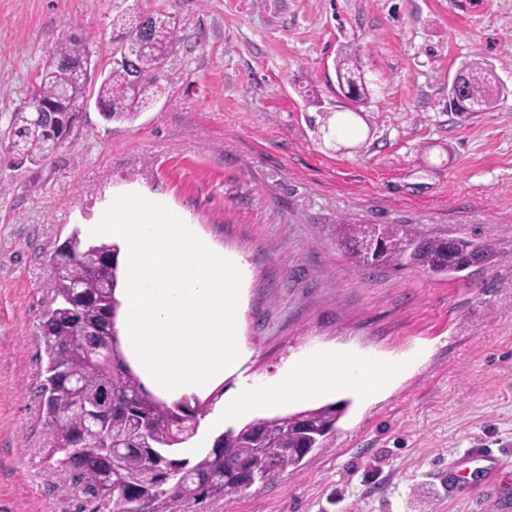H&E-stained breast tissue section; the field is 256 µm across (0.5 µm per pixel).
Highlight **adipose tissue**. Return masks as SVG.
I'll return each mask as SVG.
<instances>
[{
	"label": "adipose tissue",
	"instance_id": "ef3b65f1",
	"mask_svg": "<svg viewBox=\"0 0 512 512\" xmlns=\"http://www.w3.org/2000/svg\"><path fill=\"white\" fill-rule=\"evenodd\" d=\"M401 371L398 364L333 352L313 355L284 368L277 376L258 386H242L227 403L210 414L200 435L201 446L184 447L187 456L209 449L226 423L259 414L265 407L299 398L334 396L350 392L369 399L386 391Z\"/></svg>",
	"mask_w": 512,
	"mask_h": 512
}]
</instances>
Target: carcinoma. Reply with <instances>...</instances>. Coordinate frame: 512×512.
Here are the masks:
<instances>
[{"instance_id": "cac0c4a2", "label": "carcinoma", "mask_w": 512, "mask_h": 512, "mask_svg": "<svg viewBox=\"0 0 512 512\" xmlns=\"http://www.w3.org/2000/svg\"><path fill=\"white\" fill-rule=\"evenodd\" d=\"M146 12L112 19V42L139 40L131 67L112 63L97 90L96 102L107 122L129 119L160 97L157 72L177 42L181 20L171 12L148 26ZM464 93L449 95L458 111L491 107L496 86L475 63H464ZM361 71L356 53L336 62L337 75ZM91 61L84 40L70 35L56 42L50 60L23 105L13 112L11 150L31 162L60 147L75 118L88 103ZM48 105L54 128L34 120L32 108ZM339 246L365 270L388 266L416 268L430 276L452 277L491 257L492 248L467 236L428 237L407 224H338ZM119 246L87 245L72 233L56 250L52 290L56 307L41 322L47 356L41 415L53 435L48 459L65 468L90 502L112 504L113 512H185L191 503L222 498L256 483L299 470L305 457L336 433L347 404L328 403L299 412L229 426L213 448L194 458L176 449L194 438L201 421L224 395L167 402L153 395L127 362L115 325L119 287ZM107 395L102 432L90 424V411Z\"/></svg>"}]
</instances>
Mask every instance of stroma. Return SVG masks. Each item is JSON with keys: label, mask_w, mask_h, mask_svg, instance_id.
<instances>
[{"label": "stroma", "mask_w": 512, "mask_h": 512, "mask_svg": "<svg viewBox=\"0 0 512 512\" xmlns=\"http://www.w3.org/2000/svg\"><path fill=\"white\" fill-rule=\"evenodd\" d=\"M182 20L163 95L132 119L87 107L46 160L8 156L11 119L62 37L112 66V18ZM358 51L372 94L337 92ZM502 86L494 107L448 109L461 62ZM132 187L170 198L242 276L246 358L225 392L319 350L407 362L387 391L351 398L297 474L187 512H512V0H0V512H82L50 469L40 418L52 257ZM407 224L490 244L439 279L353 266L334 225ZM476 450L504 465L489 484Z\"/></svg>", "instance_id": "35a3bbf8"}]
</instances>
